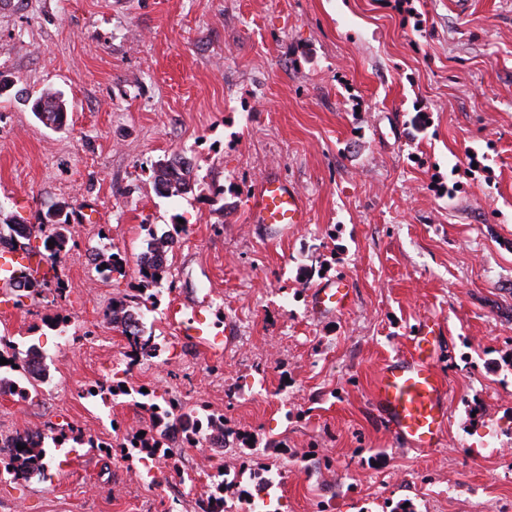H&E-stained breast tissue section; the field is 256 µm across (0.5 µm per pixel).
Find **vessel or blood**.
<instances>
[{"instance_id":"vessel-or-blood-1","label":"vessel or blood","mask_w":512,"mask_h":512,"mask_svg":"<svg viewBox=\"0 0 512 512\" xmlns=\"http://www.w3.org/2000/svg\"><path fill=\"white\" fill-rule=\"evenodd\" d=\"M249 219L269 227L303 224L308 209L293 184L271 173L260 181L250 199ZM48 272L41 255L0 250L1 294L14 292L23 280L42 279ZM352 300L349 280L339 277L314 290L312 309L319 315L341 312ZM440 334L439 320L420 323L412 350L387 359L371 389L372 403L395 439L421 452L442 447L448 427V388L435 367Z\"/></svg>"}]
</instances>
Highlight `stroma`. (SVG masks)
Listing matches in <instances>:
<instances>
[{"instance_id": "obj_1", "label": "stroma", "mask_w": 512, "mask_h": 512, "mask_svg": "<svg viewBox=\"0 0 512 512\" xmlns=\"http://www.w3.org/2000/svg\"><path fill=\"white\" fill-rule=\"evenodd\" d=\"M0 76L67 112L57 129L0 93V232L59 202L75 231L57 266L66 322L0 294V336L39 347L51 380L0 396V435L72 425L97 442L54 450L30 481L0 475V512H194L218 470L250 490L264 465L288 471L280 512H512V0H0ZM469 147L491 181L461 170ZM171 154L192 193L157 189ZM270 173L297 185L308 223H249ZM179 220L176 287L144 313L160 351L131 384L252 441L202 471L178 449L135 481L118 445L150 416L137 393H95L125 367L105 313ZM114 251L126 273L102 278L90 257ZM341 275L353 306L315 316L313 290ZM429 317L445 324L450 421L420 453L370 391ZM178 166L182 168L179 174L175 172ZM152 173L156 186L173 195L192 193L197 182L190 162L180 155L158 160Z\"/></svg>"}]
</instances>
